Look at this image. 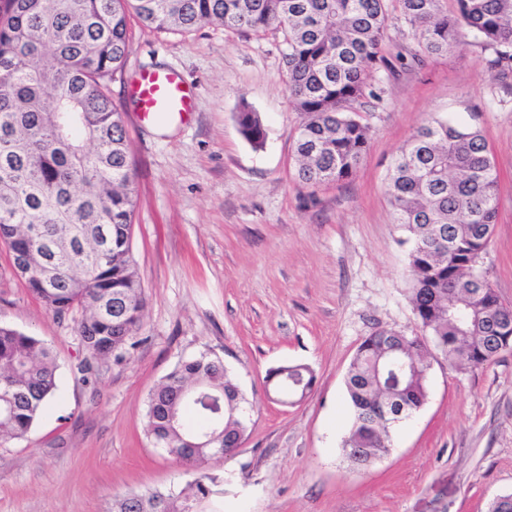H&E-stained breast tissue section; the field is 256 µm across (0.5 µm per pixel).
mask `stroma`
Here are the masks:
<instances>
[{
  "label": "stroma",
  "instance_id": "obj_1",
  "mask_svg": "<svg viewBox=\"0 0 512 512\" xmlns=\"http://www.w3.org/2000/svg\"><path fill=\"white\" fill-rule=\"evenodd\" d=\"M124 71L111 84L124 118L137 191L132 250L144 289L131 357L90 379L74 315L58 317L15 274L0 244V324L54 350L58 392L21 440L0 446V512H107L114 496L165 490L193 477L144 432L152 389L184 358L218 356L252 405L248 435L211 460L224 512H487L512 493V350L477 368L432 354L425 405L393 431L389 454L364 470L342 454L351 422L344 376L378 330L418 332L408 300L407 249L386 194L392 157L428 121L479 127L499 172V207L480 265L512 303V77L490 81L479 45L418 58L395 22L380 96L360 118L367 154L354 176L310 188L295 175L300 122L281 35L205 24L190 33L129 22ZM176 69L196 94L182 123L143 124L130 88L145 69ZM266 129L262 148L240 134L241 104ZM309 365L304 400H269L264 377Z\"/></svg>",
  "mask_w": 512,
  "mask_h": 512
}]
</instances>
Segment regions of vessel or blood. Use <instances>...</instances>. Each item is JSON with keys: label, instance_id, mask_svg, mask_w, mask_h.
<instances>
[{"label": "vessel or blood", "instance_id": "vessel-or-blood-1", "mask_svg": "<svg viewBox=\"0 0 512 512\" xmlns=\"http://www.w3.org/2000/svg\"><path fill=\"white\" fill-rule=\"evenodd\" d=\"M132 92L136 98L137 115L144 122H175L194 110L192 89L183 75L174 69L140 71Z\"/></svg>", "mask_w": 512, "mask_h": 512}]
</instances>
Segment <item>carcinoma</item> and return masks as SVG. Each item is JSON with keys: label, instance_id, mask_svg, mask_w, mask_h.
I'll list each match as a JSON object with an SVG mask.
<instances>
[{"label": "carcinoma", "instance_id": "1", "mask_svg": "<svg viewBox=\"0 0 512 512\" xmlns=\"http://www.w3.org/2000/svg\"><path fill=\"white\" fill-rule=\"evenodd\" d=\"M158 31L204 23L282 33L291 104L301 121L297 178L315 188L349 179L369 148L358 119L378 98L371 78L387 65L392 20L410 27L421 53L445 56L474 41L490 50L494 77L512 73V0H0V242L26 288L56 316L81 312L77 333L94 362L127 360L142 328L143 289L131 238L136 195L122 115L110 83L130 47L128 13ZM237 124L260 148L266 129L242 105ZM498 173L480 128L434 119L394 157L387 194L405 233L409 300L420 333L379 330L359 345L345 376L352 419L343 451L356 468L387 455L396 422L428 398V353L451 368L478 367L512 349V305L478 267L498 206ZM40 226V239L24 225ZM407 366L384 369L391 351ZM302 400L315 382L307 364L270 369ZM58 391V365L41 338L0 325V446L27 436ZM247 404L224 362L182 359L151 391L144 429L175 462L195 468L183 487L127 493L109 512H222L223 481L207 464L245 439ZM395 408L400 416L382 413Z\"/></svg>", "mask_w": 512, "mask_h": 512}]
</instances>
